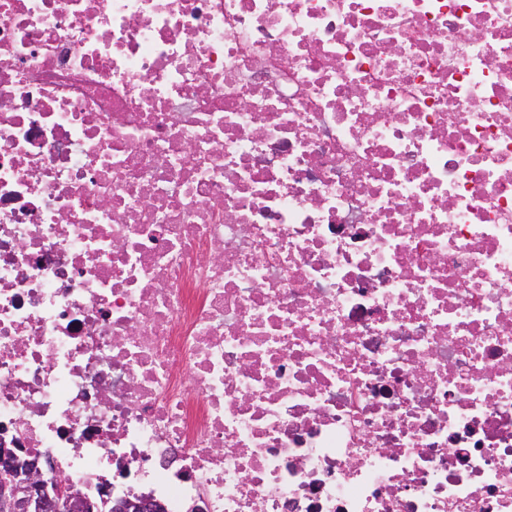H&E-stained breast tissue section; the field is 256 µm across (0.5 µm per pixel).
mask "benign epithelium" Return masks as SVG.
Segmentation results:
<instances>
[{
    "instance_id": "7a95c632",
    "label": "benign epithelium",
    "mask_w": 512,
    "mask_h": 512,
    "mask_svg": "<svg viewBox=\"0 0 512 512\" xmlns=\"http://www.w3.org/2000/svg\"><path fill=\"white\" fill-rule=\"evenodd\" d=\"M20 448H0V512H95L96 504L73 482L44 479L36 457L20 455ZM114 512H160L149 500L120 501Z\"/></svg>"
}]
</instances>
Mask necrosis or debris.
I'll list each match as a JSON object with an SVG mask.
<instances>
[{
  "mask_svg": "<svg viewBox=\"0 0 512 512\" xmlns=\"http://www.w3.org/2000/svg\"><path fill=\"white\" fill-rule=\"evenodd\" d=\"M0 447L512 512V0H0Z\"/></svg>",
  "mask_w": 512,
  "mask_h": 512,
  "instance_id": "obj_1",
  "label": "necrosis or debris"
}]
</instances>
